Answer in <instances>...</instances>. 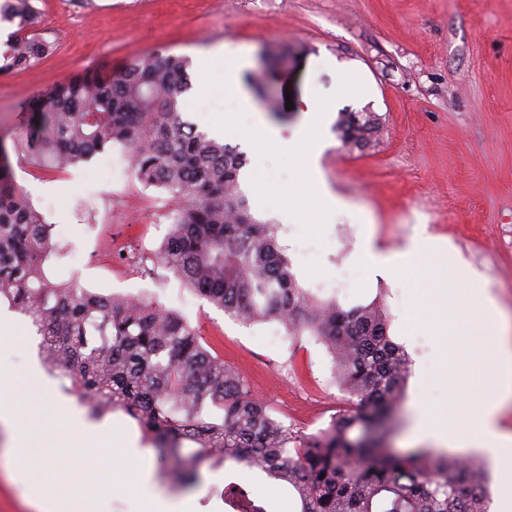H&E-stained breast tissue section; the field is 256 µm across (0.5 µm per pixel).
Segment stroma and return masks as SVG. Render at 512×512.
Returning a JSON list of instances; mask_svg holds the SVG:
<instances>
[{"mask_svg":"<svg viewBox=\"0 0 512 512\" xmlns=\"http://www.w3.org/2000/svg\"><path fill=\"white\" fill-rule=\"evenodd\" d=\"M36 32L54 52L19 70L0 73V139L22 130L32 95L77 73L111 77L143 56L179 54L201 78L213 52L245 54L248 75L270 83L281 110L269 117L288 138L306 119L308 95L330 100L320 168L343 202L330 213L321 240L302 239V225L281 224L277 207L261 205L243 186L256 219L276 225L299 285L343 308L382 298L388 333L411 359L404 397L387 439L390 452L419 448L413 436L414 397L421 371L435 357L426 329L402 331L408 284H364L354 256L365 231L380 248L403 247L428 233L478 273V281L512 317V0H34ZM349 64L375 89L367 101L341 97L335 63ZM293 109H285V102ZM343 112H373L380 129L363 146L344 144L335 120ZM115 143L66 175L28 156L11 155L15 181L47 223L55 251L49 271L58 281L103 294L139 296L180 312L255 394L303 435L325 428L348 404L333 359L311 333L285 336L275 319L243 325L185 288L155 260L170 227L156 220L174 207L171 195L153 201ZM15 325L0 345V366L31 373L77 415L39 349L28 319L8 306L0 317ZM106 423L136 440V454L159 487L181 497L191 512H225L220 493L239 483L268 512H296L284 486L260 469L234 462L204 470L201 485L183 489L164 475L136 422L123 412Z\"/></svg>","mask_w":512,"mask_h":512,"instance_id":"35a3bbf8","label":"stroma"}]
</instances>
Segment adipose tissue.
Returning a JSON list of instances; mask_svg holds the SVG:
<instances>
[{
    "instance_id": "adipose-tissue-1",
    "label": "adipose tissue",
    "mask_w": 512,
    "mask_h": 512,
    "mask_svg": "<svg viewBox=\"0 0 512 512\" xmlns=\"http://www.w3.org/2000/svg\"><path fill=\"white\" fill-rule=\"evenodd\" d=\"M415 258L420 261L416 267L411 264ZM357 262L362 272L383 271L410 282L402 323L437 336L434 381L458 393L442 409L420 395L418 433H427L431 420L446 422L440 445L482 453L499 481L500 512H512V455L507 452L512 433L500 424L503 408L512 403V325L464 272H457L460 286L453 293L435 280V268L448 265L449 259L433 236L423 233L404 248L381 250L372 235H365Z\"/></svg>"
}]
</instances>
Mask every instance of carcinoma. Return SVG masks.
I'll use <instances>...</instances> for the list:
<instances>
[{
    "mask_svg": "<svg viewBox=\"0 0 512 512\" xmlns=\"http://www.w3.org/2000/svg\"><path fill=\"white\" fill-rule=\"evenodd\" d=\"M0 22L17 27L0 47V73L51 53L34 33L32 0H3ZM189 66L179 55L144 57L109 82L85 73L52 86L27 100L13 150L65 168L124 145L138 179L178 202L157 263L237 322L276 317L292 336L320 337L351 406L300 436L179 313L54 282L44 269L52 225L16 184L2 140L0 303L29 318L47 364L69 379L67 391L89 418L124 412L184 485L200 482L206 466L236 462L286 484L300 512H488V476L477 461L386 449L409 359L388 335L383 306L345 310L299 287L274 226L252 215L240 189L244 154L201 131L183 132ZM376 129L370 112L342 113L336 124L346 144ZM223 500L234 512H267L234 483Z\"/></svg>",
    "mask_w": 512,
    "mask_h": 512,
    "instance_id": "obj_1",
    "label": "carcinoma"
}]
</instances>
